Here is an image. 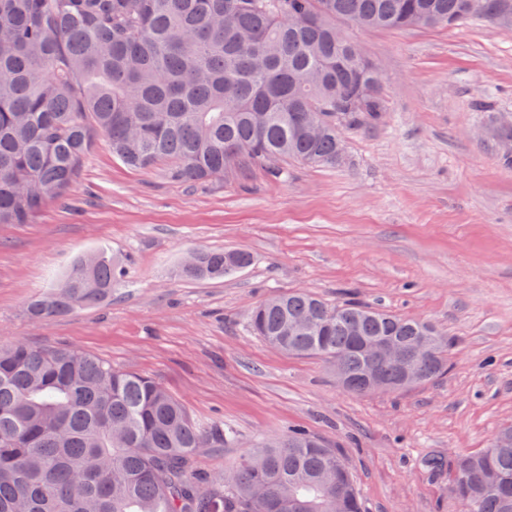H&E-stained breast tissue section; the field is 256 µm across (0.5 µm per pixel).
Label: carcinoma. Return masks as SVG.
I'll list each match as a JSON object with an SVG mask.
<instances>
[{
	"label": "carcinoma",
	"mask_w": 512,
	"mask_h": 512,
	"mask_svg": "<svg viewBox=\"0 0 512 512\" xmlns=\"http://www.w3.org/2000/svg\"><path fill=\"white\" fill-rule=\"evenodd\" d=\"M512 27V0H0V224H29L77 184L103 134L127 166L205 183L284 164L337 165L342 130L381 118L374 66L336 23L361 28ZM246 249L199 251L179 268L220 280ZM122 272L97 252L32 300L41 320L112 296ZM250 331L289 355L328 360L349 392L401 390L365 347L424 337L415 385L448 373V337L382 307L302 290L267 298ZM234 439L200 423L152 378L60 346L0 345V512H363L336 449L301 430L202 475L204 448ZM512 425L457 457L464 512H512Z\"/></svg>",
	"instance_id": "cac0c4a2"
}]
</instances>
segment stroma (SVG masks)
<instances>
[{"instance_id": "stroma-1", "label": "stroma", "mask_w": 512, "mask_h": 512, "mask_svg": "<svg viewBox=\"0 0 512 512\" xmlns=\"http://www.w3.org/2000/svg\"><path fill=\"white\" fill-rule=\"evenodd\" d=\"M346 33L381 74L384 111L344 129V163L188 184L164 162L127 167L97 137L66 199L0 224V342L80 349L222 422L236 441L201 453L200 473L298 427L343 456L366 512H462L456 457L512 424V167L498 135L512 123V28ZM225 247L255 264L217 281L178 276L188 253ZM99 250L126 270L110 299L28 317L31 299ZM295 289L435 325L451 344L447 374L396 393L343 390L324 359L249 331L254 306Z\"/></svg>"}]
</instances>
